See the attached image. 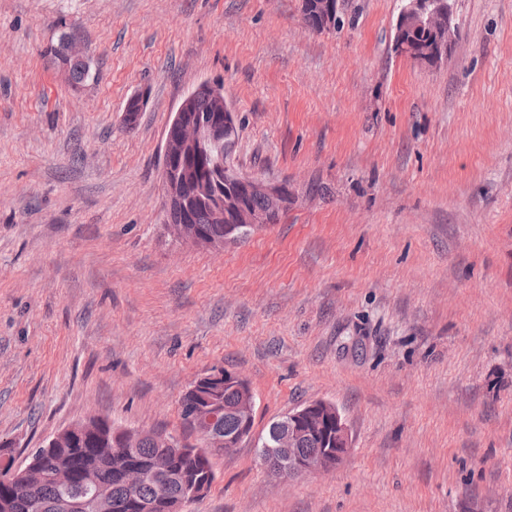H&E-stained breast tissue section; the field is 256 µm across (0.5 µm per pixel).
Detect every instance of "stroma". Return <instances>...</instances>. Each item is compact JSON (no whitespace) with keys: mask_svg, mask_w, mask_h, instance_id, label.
<instances>
[{"mask_svg":"<svg viewBox=\"0 0 512 512\" xmlns=\"http://www.w3.org/2000/svg\"><path fill=\"white\" fill-rule=\"evenodd\" d=\"M402 0H0V448L15 465L91 418L197 437L211 370L254 397L181 512H512V0H454L456 37L395 50ZM90 55L76 84L49 55ZM220 80L229 163L288 187L277 223L221 249L167 231L165 130ZM141 96L134 128L126 104ZM346 417L335 469L286 479L268 425ZM405 35L417 43H432L435 41V34L423 29L409 30ZM406 37L401 34L397 42L395 37L396 50L402 55L417 56V61L426 62L427 60L437 59L446 48V43L441 40H437L436 43L430 45L415 46L407 41ZM68 38L69 36L67 34H62L59 38L57 46L52 49V56L54 61L60 53L63 44L66 42V39ZM87 57V51L79 47L74 39L69 38L64 45L58 65L64 72L69 71V76L75 83H82L86 81L90 76L89 63L85 60L72 59H86Z\"/></svg>","mask_w":512,"mask_h":512,"instance_id":"stroma-1","label":"stroma"}]
</instances>
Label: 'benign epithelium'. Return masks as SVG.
I'll list each match as a JSON object with an SVG mask.
<instances>
[{"label": "benign epithelium", "instance_id": "obj_1", "mask_svg": "<svg viewBox=\"0 0 512 512\" xmlns=\"http://www.w3.org/2000/svg\"><path fill=\"white\" fill-rule=\"evenodd\" d=\"M444 16L448 17V36L451 37L454 35L452 0H404L396 26L402 27L411 19L419 26L433 29ZM395 47L398 53L415 56L417 60L425 62L440 57L446 43L438 40L430 45L415 46L402 35L395 43ZM87 57V51L70 38L62 50L59 67L67 72L70 60ZM200 97L224 107V111L218 113V120L209 121L204 115L192 114L193 103ZM235 127L234 115L230 113V108L224 101V84L218 81H204L181 100L165 130L162 147L161 175L167 206L178 205L187 209L197 196V193L191 190V182L176 170L175 158L179 156V152L175 150L176 145L205 143L221 150V155L224 156L231 147ZM210 179L218 187L214 213L215 218L226 224L224 239L207 243L195 225L185 222L173 228L174 237L183 244L206 245L221 249L234 238L238 228L266 225L270 223L272 213L288 204L282 185L241 175L223 164L212 169ZM253 194L266 197L271 203V209L265 213L251 209L246 198ZM225 387L237 389L241 393L240 402L233 410L239 428L233 434L225 433L218 423L224 412V401L218 393ZM188 395L191 403L188 422L207 446L230 449L251 435L254 396L241 375L222 369L205 374L196 380ZM106 431L113 432L114 440L124 444V447L114 449L113 455L118 459L132 452L140 436V433L134 430L114 432L110 421L93 418L74 424L56 434L30 455L24 467L18 468L7 459L0 463V468L7 470V481L22 492L47 483L60 488L62 496L53 503L40 506V512H112V498L109 490L103 485L97 484L85 494H74L69 491L73 486L72 473L68 464L58 458L57 451L63 444L64 436L73 443L83 437L100 439ZM320 434L331 435L330 447L321 448L308 456L297 453V445L300 442ZM151 437L166 448L178 446L185 455L197 454V449L163 431H153ZM350 446L349 428L340 410L329 402L316 401L288 412V420L279 429L274 447L260 449L259 455L277 475L290 479L335 467L343 460ZM149 478L157 480L163 487L173 481L180 485V494L176 501L165 499L170 512H181V507L186 501L200 496L205 490L203 482L188 479L173 470L165 453L158 455L147 470L131 466L124 470L125 484L132 493Z\"/></svg>", "mask_w": 512, "mask_h": 512}]
</instances>
